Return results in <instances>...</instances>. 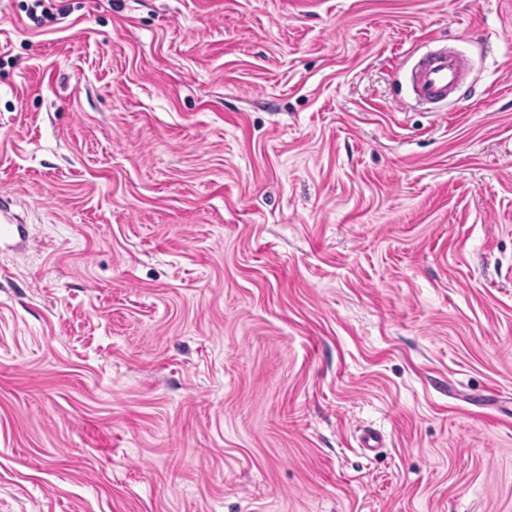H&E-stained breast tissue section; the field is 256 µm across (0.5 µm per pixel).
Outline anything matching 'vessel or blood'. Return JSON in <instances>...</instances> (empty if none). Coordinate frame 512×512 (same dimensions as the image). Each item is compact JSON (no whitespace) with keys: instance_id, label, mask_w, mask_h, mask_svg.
Masks as SVG:
<instances>
[{"instance_id":"obj_1","label":"vessel or blood","mask_w":512,"mask_h":512,"mask_svg":"<svg viewBox=\"0 0 512 512\" xmlns=\"http://www.w3.org/2000/svg\"><path fill=\"white\" fill-rule=\"evenodd\" d=\"M467 72L465 56L443 47L419 59L411 71V89L417 100L437 103L458 89Z\"/></svg>"}]
</instances>
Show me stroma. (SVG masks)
<instances>
[{
    "mask_svg": "<svg viewBox=\"0 0 512 512\" xmlns=\"http://www.w3.org/2000/svg\"><path fill=\"white\" fill-rule=\"evenodd\" d=\"M33 5L0 512H512V0ZM444 40L438 115L407 72Z\"/></svg>",
    "mask_w": 512,
    "mask_h": 512,
    "instance_id": "35a3bbf8",
    "label": "stroma"
}]
</instances>
